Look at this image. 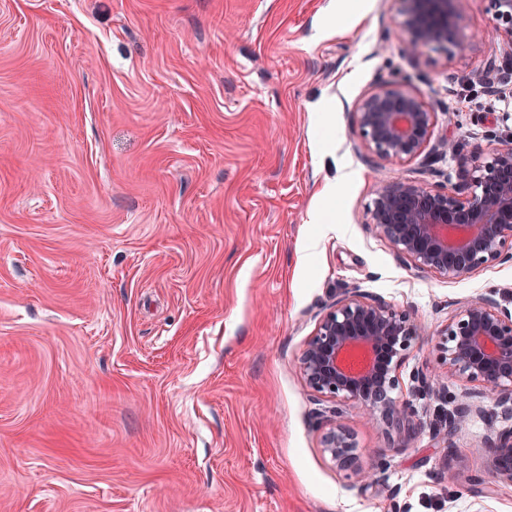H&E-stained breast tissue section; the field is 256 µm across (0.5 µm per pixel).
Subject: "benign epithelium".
Masks as SVG:
<instances>
[{"label":"benign epithelium","instance_id":"obj_1","mask_svg":"<svg viewBox=\"0 0 512 512\" xmlns=\"http://www.w3.org/2000/svg\"><path fill=\"white\" fill-rule=\"evenodd\" d=\"M405 51L417 55L430 45L444 46L457 32L473 45L493 44L505 34L501 55L512 59V0H492L494 25L468 31L465 16L454 0H403ZM363 145L387 162L412 161L425 150L455 158L459 180L446 190L422 179L396 174L378 183L368 209L369 228L421 272L448 281L462 280L476 271L512 260V143L493 138L485 159H467L452 137L434 138L437 113L418 96L380 89L357 106ZM497 291L476 293L448 304V319L438 331L443 378L417 372L415 397H435L448 404L443 425L434 438L448 442V433L465 432L470 418L485 412L479 401L482 388L494 397L497 413L512 419V306L496 298ZM427 335L410 307L396 305L361 289L345 288L318 315L313 334L297 358L304 386L327 406L318 413L320 448L341 471L362 486L390 497L394 491L376 472L365 469L361 448L345 423L351 406L361 409L366 423L401 447L423 428L407 399L393 395L399 370L415 340ZM463 388L448 395V385ZM489 455L493 474L512 484V426L488 424L475 441Z\"/></svg>","mask_w":512,"mask_h":512}]
</instances>
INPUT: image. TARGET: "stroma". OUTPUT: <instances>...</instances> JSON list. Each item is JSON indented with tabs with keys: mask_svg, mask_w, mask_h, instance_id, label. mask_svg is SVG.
<instances>
[{
	"mask_svg": "<svg viewBox=\"0 0 512 512\" xmlns=\"http://www.w3.org/2000/svg\"><path fill=\"white\" fill-rule=\"evenodd\" d=\"M400 0H0V512H512L475 439L406 447L349 408L393 497L351 486L319 444L296 360L357 287L428 327L399 370L439 373L448 304L512 299V260L450 282L366 225L400 170L444 189L456 161L394 166L357 104L400 89L472 154L512 134L473 83L492 54L455 37L404 49ZM470 91L462 102L461 88ZM458 473L454 483L440 474Z\"/></svg>",
	"mask_w": 512,
	"mask_h": 512,
	"instance_id": "stroma-1",
	"label": "stroma"
}]
</instances>
